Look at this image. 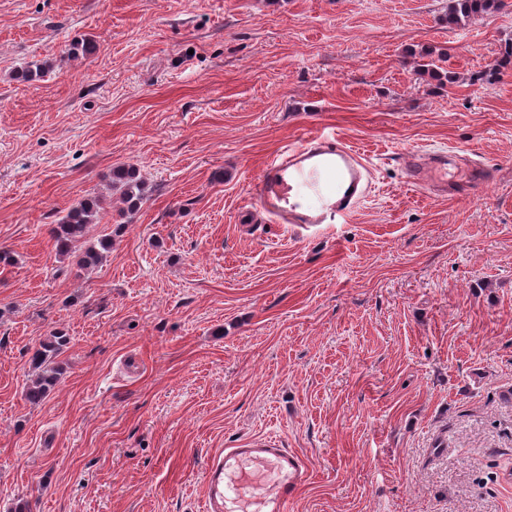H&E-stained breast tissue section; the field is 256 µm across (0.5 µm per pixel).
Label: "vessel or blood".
I'll return each mask as SVG.
<instances>
[{"label": "vessel or blood", "instance_id": "1", "mask_svg": "<svg viewBox=\"0 0 512 512\" xmlns=\"http://www.w3.org/2000/svg\"><path fill=\"white\" fill-rule=\"evenodd\" d=\"M403 171L409 185L468 198L494 182L498 168L463 163L445 150H413L403 155ZM370 176L361 152L334 132L321 130L268 158L249 189L273 223L341 224L366 196ZM309 479L310 469L299 453L271 438L253 437L209 456L202 471V512H288Z\"/></svg>", "mask_w": 512, "mask_h": 512}]
</instances>
